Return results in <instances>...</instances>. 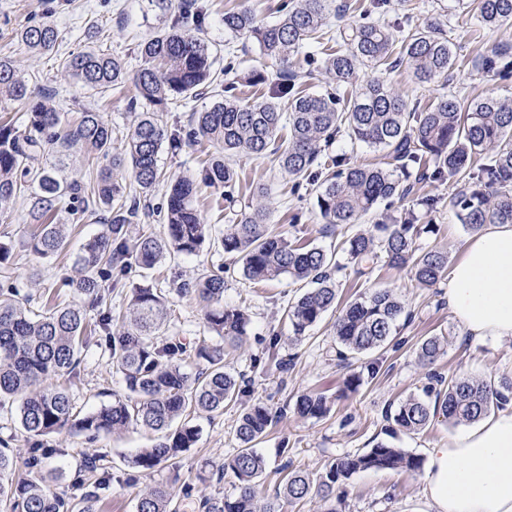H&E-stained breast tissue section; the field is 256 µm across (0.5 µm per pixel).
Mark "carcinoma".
Masks as SVG:
<instances>
[{
    "mask_svg": "<svg viewBox=\"0 0 512 512\" xmlns=\"http://www.w3.org/2000/svg\"><path fill=\"white\" fill-rule=\"evenodd\" d=\"M388 0H370L365 22L355 27L325 29L330 11L347 10L335 0H289L282 17L273 24L260 22L247 8L224 12V31L254 42L264 57L278 65L281 81L261 100L245 101L235 87L225 85L212 71L209 45L196 33L205 12L196 0H185L178 19L139 45L140 68L129 74L118 56L89 48L70 54L62 71L81 85L100 93L132 80L135 102L146 107L127 134L124 151L112 150V126L96 108L58 112L40 95L36 84L0 57V106L20 102L26 107L23 128L0 120V203L21 199L29 223L36 231L30 252L51 258L67 250L68 225L57 222L60 206L71 213L101 212L106 229L76 256L81 275L66 285L79 301L55 304L41 314L16 298L10 288L0 289V402L18 403L21 428L33 439L29 457L20 469L13 457L0 450V512H95L94 488L110 479L109 467L92 458L75 473L76 493L65 499L57 494L44 472L45 460L56 453L40 438L65 428L84 434L144 427L164 433L150 448H140L130 460L138 473L152 472L197 441L199 430L190 423L192 412L222 413L224 406L242 400L245 390L224 369V350L191 346L172 336L158 339L166 320L162 291L142 287L132 291L125 312L113 318L112 293L126 270L136 265L148 270L170 251L197 253L209 237V225L195 205L198 186L224 189L229 206L238 202L233 188L240 181L228 157L274 155L289 175L316 187V206L326 224H354L363 215L395 199L415 194L424 181L444 183L451 178L467 187L448 203L464 227L479 232L486 224H512V98L467 100L443 92L423 109L409 107L379 77L359 84L358 66L394 68L390 59L400 49V60L422 84L448 86L453 52L448 32L440 22L422 29L409 21H384ZM462 13L483 25L496 27L512 21V0H458ZM339 49L327 53L324 42ZM17 41L36 54L54 51L60 32L50 21L31 24L17 33ZM307 50L321 54L322 68L336 89H351L346 103L339 96L313 94L304 89L311 78L290 66V55ZM484 73L506 78L512 73V48L497 49L483 57ZM221 97L210 109L197 113L186 126L167 129L153 109L203 93ZM288 124V141L277 140L281 123ZM338 137L383 152V161L363 165L346 154L327 153L322 146ZM209 142L221 152L202 167L195 178L166 179L159 167L164 143L176 148L184 142ZM87 159L85 172L73 170L74 157ZM134 174L138 193H129L114 177L119 169ZM167 185L162 236L127 237V225L148 215V196L161 183ZM264 189L252 193L236 220L220 232L217 242L226 254L242 260L245 278L262 282L282 275L309 279L316 287L288 307L293 337L298 339L336 305L333 274L343 266L318 248H308L282 235L267 233ZM408 212L401 221L377 224L378 235L358 233L344 241L355 274L363 276L383 260L392 267L411 266L415 280L432 286L448 274V253L415 248L416 238L433 231L431 224L416 223ZM178 294L199 299L208 328L236 347L248 334L246 312L224 304V276L206 271L194 281H172ZM97 312L93 319L89 312ZM404 306L388 289L365 293L351 301L334 323L339 354L362 355L383 347L392 335ZM105 347L112 366L123 375L129 395L78 417L73 413L68 388L51 383L67 376L77 379L80 352L92 344ZM446 352L445 343L430 336L419 346V358L434 364ZM194 357L204 364L191 378L181 361ZM427 399L411 395L395 409H387L392 429L408 433L425 430L441 416L452 425L473 423L493 409L512 404V378L498 381L460 376L451 380L432 373L425 387ZM296 411L302 418L319 419L330 412L327 398L316 392L298 396ZM276 423L264 405L246 408L235 426L241 446L224 463L238 480V492L222 499H201L197 512H281L260 497L259 482L265 460L256 445ZM422 459L384 442L368 451L331 460L318 479L285 466L283 495L290 501L317 497L338 512L340 487L359 471H419ZM173 490L157 485L142 494L137 512H174Z\"/></svg>",
    "mask_w": 512,
    "mask_h": 512,
    "instance_id": "1",
    "label": "carcinoma"
}]
</instances>
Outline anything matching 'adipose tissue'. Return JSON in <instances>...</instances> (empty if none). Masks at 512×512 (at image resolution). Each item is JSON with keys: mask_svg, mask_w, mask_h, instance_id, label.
Returning <instances> with one entry per match:
<instances>
[{"mask_svg": "<svg viewBox=\"0 0 512 512\" xmlns=\"http://www.w3.org/2000/svg\"><path fill=\"white\" fill-rule=\"evenodd\" d=\"M446 300L474 340L512 339V224L485 225L466 240ZM422 492L435 512H512V408L428 449Z\"/></svg>", "mask_w": 512, "mask_h": 512, "instance_id": "adipose-tissue-1", "label": "adipose tissue"}]
</instances>
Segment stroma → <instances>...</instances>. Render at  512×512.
<instances>
[{
  "instance_id": "1",
  "label": "stroma",
  "mask_w": 512,
  "mask_h": 512,
  "mask_svg": "<svg viewBox=\"0 0 512 512\" xmlns=\"http://www.w3.org/2000/svg\"><path fill=\"white\" fill-rule=\"evenodd\" d=\"M199 2L207 12L200 35L211 48L214 71L222 73L225 83L238 87L240 98L262 96V88L249 86L244 76L253 69L272 75L277 66L263 57L253 42L225 34L224 12L247 7L258 20L271 22L277 19L283 0ZM178 3L179 0H70L67 9L49 16L61 32L58 47L52 54L39 56L28 52L14 38L17 29L46 17L38 0H0V56L11 58L22 73L41 76L52 86L55 93L50 103L59 111L70 112L81 104L100 105L112 126V148L119 152L137 121L138 112L130 106L135 95L133 84L115 87L109 96L103 97L66 77L59 67L60 60L90 47H102L121 57L128 70H137L142 63L137 52L139 43L171 23ZM392 10L409 14L414 26L420 28L436 20L446 23L455 54V64L448 75L450 91L468 99L512 97V79L503 81L486 76L479 66L482 55L497 47L512 46V23L490 28L472 18L466 24H457L456 0H404L403 4L393 5ZM217 151V146L207 142H186L176 149L166 145L160 151V165L167 174L193 176L199 172L202 161ZM233 165L247 181L267 190L271 201L267 220L270 232L329 253L339 251L346 237L372 230L386 218H400L409 208L408 202L397 200L364 216L359 223L332 229L323 223L310 187L295 186L293 178L272 157L240 156L234 158ZM457 189V183L452 181L431 183L420 189L421 195L440 197L442 203L431 215L436 232L421 235L417 245L423 251H446L452 264L461 258L469 236L455 210L447 204L448 196ZM62 219L68 225L69 246L65 253L42 260L27 248L35 227L28 222L23 201L0 209V243L10 250L8 263L0 265V277H10L13 286L31 293L38 307L50 301L74 300L72 288L65 285L66 280L76 276L74 256L104 230L96 216L66 213ZM221 265L226 268L225 304L241 307L250 316L249 334L236 350L224 348L222 339L207 328L196 298L182 297L169 289L171 275L192 279ZM335 280L339 302L375 288H388L399 297L406 311L389 345L370 356L371 361L379 363V373L362 372L360 384L351 391L345 390L344 380L352 369L336 356L335 314H328L301 340L291 341V326L284 311L300 294L302 285L290 277L260 283L248 281L240 264L232 263L211 238L199 253L170 252L153 270L135 267L128 271L120 282V294L112 299L113 311L125 307L133 288L149 286L164 290L168 318L163 335L223 348L226 370L245 378L247 393L241 406L221 413H193L192 423L199 429L196 444L177 458L175 466L138 474L133 483L128 480L132 474L128 461L137 449L154 445L158 433L129 428L93 437L63 429L44 437V447L56 451L46 462L55 491L70 495L74 472L85 459L101 456L112 467V480L98 491L97 512H136L138 495L161 483L189 487L190 498L178 494L174 501L179 512H193L191 500L221 499L235 494L237 482L233 474L228 472L220 478L216 471L239 446L234 426L242 406L261 404L280 414L278 422L257 445L266 460L261 494L271 498L283 485L282 468L287 463L315 478L328 460L364 452L379 441L420 457L425 456L427 448L447 441L458 428L443 419H436L423 432L410 434L393 432L385 420L389 405L421 394L429 372L448 379L459 375L512 378V340L489 337L476 342L469 338L442 298L444 283L424 287L415 281L409 269H395L382 263L362 277L352 269H344L336 273ZM430 336L442 338L448 346L445 355L427 367L419 359L418 345ZM272 342L277 345L278 356L292 363L288 375L265 365L266 349ZM77 371L79 379L70 390L76 414H87L127 393L122 375L113 370L97 348L82 352ZM310 390L324 392L333 399L332 410L326 417L304 419L296 413L298 395ZM423 483L424 474L420 471H361L346 482L340 508L342 512H433L422 494Z\"/></svg>"
}]
</instances>
